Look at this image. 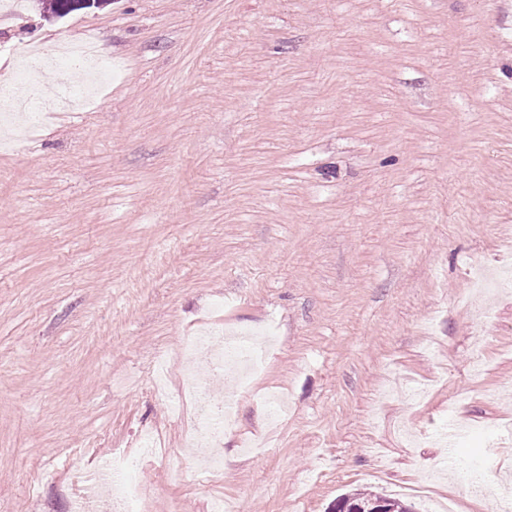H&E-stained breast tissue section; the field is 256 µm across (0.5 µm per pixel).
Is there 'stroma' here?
<instances>
[{
	"instance_id": "1",
	"label": "stroma",
	"mask_w": 512,
	"mask_h": 512,
	"mask_svg": "<svg viewBox=\"0 0 512 512\" xmlns=\"http://www.w3.org/2000/svg\"><path fill=\"white\" fill-rule=\"evenodd\" d=\"M88 39L118 75L0 135V512H70L77 471L143 431L144 512H431L419 477L493 512L512 289L470 291L512 264V0H28L0 17V92L12 48ZM268 325L208 473L146 370L165 356L179 394L186 336ZM345 502L349 505V509L362 506L360 512H372L370 508L378 505L383 512H415L413 507L407 506L400 501L388 497L374 495L369 493H352L341 495Z\"/></svg>"
}]
</instances>
